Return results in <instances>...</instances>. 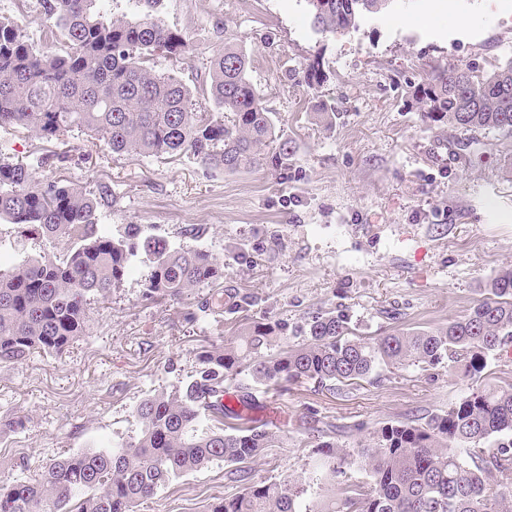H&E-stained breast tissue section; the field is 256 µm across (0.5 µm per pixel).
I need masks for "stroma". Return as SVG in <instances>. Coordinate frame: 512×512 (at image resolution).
Instances as JSON below:
<instances>
[{"mask_svg": "<svg viewBox=\"0 0 512 512\" xmlns=\"http://www.w3.org/2000/svg\"><path fill=\"white\" fill-rule=\"evenodd\" d=\"M157 17L187 36L190 51L181 61L156 55L154 67L194 91L199 110L213 109L199 93L213 54L228 36L242 46L252 82L295 146L287 175L212 171L185 157L130 159L77 129L51 143L21 127L0 129V157L33 165L41 182L91 192L110 185L114 202L100 209L99 223L116 235L137 224L171 244L208 249L224 264L225 291L252 304L198 317L206 287L144 301L147 268L133 264L119 288L92 301L89 334L69 352L0 365V415L26 419L0 432V485L136 436L139 401L189 380L202 346L234 336L246 319L287 321L294 337L312 314L335 311L369 342L463 317L512 267V159L499 154L493 133L482 135L483 154L472 163L453 156L413 97L434 65L488 71L512 60V0H394L336 34L312 30L306 0H163ZM0 18L37 50H54L40 2L19 10L0 0ZM313 58L326 75L316 89L300 76ZM323 102L336 109L333 127L318 115ZM65 150V166L38 165ZM65 245L0 219V254L9 261ZM503 382L512 383V352H494L484 376L464 381L444 368L406 366L334 393L311 381L278 393L259 388L257 405L281 416L282 445L247 467L256 482H305L319 468L310 422L334 426L354 456L384 423L425 417L469 388ZM242 490L217 462L172 481L137 512H207L214 499Z\"/></svg>", "mask_w": 512, "mask_h": 512, "instance_id": "obj_1", "label": "stroma"}]
</instances>
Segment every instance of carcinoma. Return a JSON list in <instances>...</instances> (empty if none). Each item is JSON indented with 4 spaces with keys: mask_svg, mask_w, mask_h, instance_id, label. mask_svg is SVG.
<instances>
[{
    "mask_svg": "<svg viewBox=\"0 0 512 512\" xmlns=\"http://www.w3.org/2000/svg\"><path fill=\"white\" fill-rule=\"evenodd\" d=\"M132 17L112 15L105 0H47V14L64 50L40 52L14 23L0 20V128L19 125L46 142L78 127L128 158L181 155L227 173L260 168L288 171L292 141L277 130L250 77V59L226 38L212 57L206 91L218 108L200 112L192 91L150 66L163 54L182 59L187 38L155 19L162 0H134ZM317 33L358 27L395 0H306ZM303 80L316 88L326 76L313 60ZM421 117L448 132L457 149L498 133L499 152L512 158V61L489 73L448 63L415 87ZM113 200L99 185L87 194L74 184L36 181L29 166L0 160V217L48 239L70 242L16 264L0 260V365L33 354L61 355L88 335V305L120 287L133 259L149 263L143 298H177L204 285L224 284V265L202 248L174 247L141 235L136 224L116 237L96 222ZM512 340V268L487 285L486 297L460 319L430 330H396L364 342L347 318L310 317L304 338L288 343V323L252 321L222 344L199 353L191 380L145 396L134 409L140 433L105 451L57 458L35 478L0 486V512H135L173 480L221 461L233 465L243 492L219 498L209 512H512V383L471 389L448 410L421 422L386 423L371 433L359 462L314 432L321 459L316 500L291 480L256 483L245 463L277 448L264 425L236 426L219 397L235 382L240 402L252 390L280 391L301 380L338 391L382 369L442 367L474 378L487 357ZM370 477L363 488L351 466ZM351 494L336 497V481Z\"/></svg>",
    "mask_w": 512,
    "mask_h": 512,
    "instance_id": "carcinoma-1",
    "label": "carcinoma"
}]
</instances>
